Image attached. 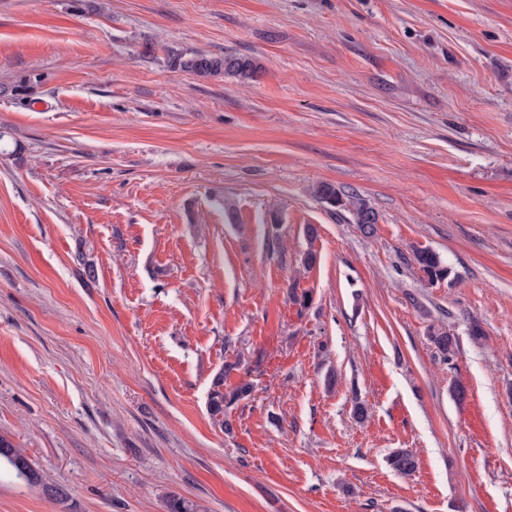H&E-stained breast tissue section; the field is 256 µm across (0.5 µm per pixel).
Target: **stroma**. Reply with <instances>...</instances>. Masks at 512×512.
Returning <instances> with one entry per match:
<instances>
[{"label": "stroma", "mask_w": 512, "mask_h": 512, "mask_svg": "<svg viewBox=\"0 0 512 512\" xmlns=\"http://www.w3.org/2000/svg\"><path fill=\"white\" fill-rule=\"evenodd\" d=\"M0 85V433L67 494L0 512H512V0H0ZM172 66L199 78L240 77L249 78L255 72L254 61L235 53L210 55L198 51H186L172 58ZM314 194L331 207H342L351 213L354 224H359L363 232L371 234L376 224V213L368 204L356 194H349L336 188L330 183H319L314 189ZM370 222L372 224H367ZM414 260L429 282L434 283L448 277V266L436 252L430 249H417L414 251ZM238 362L225 363L224 368L219 370L212 381V390L208 400L209 415L215 424H218L224 433L231 435L234 432L233 422L229 419V408L238 401L251 396L254 386L250 381L244 380L234 389L224 393V379L237 369ZM388 462L393 471L403 477L412 475L419 467L418 457L407 448H397L392 451Z\"/></svg>", "instance_id": "stroma-1"}]
</instances>
